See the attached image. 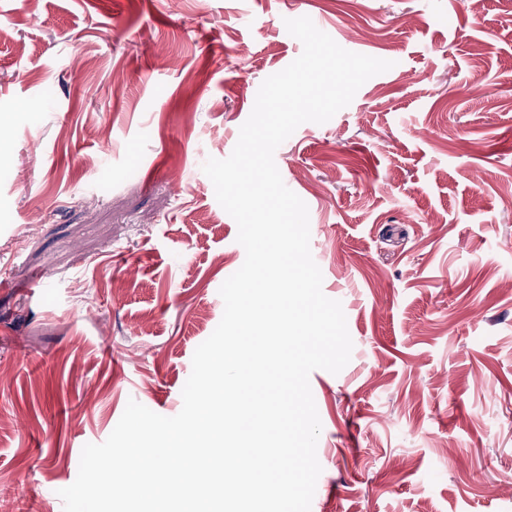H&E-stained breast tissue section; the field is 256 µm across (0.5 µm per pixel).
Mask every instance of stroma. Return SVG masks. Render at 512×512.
<instances>
[{
    "instance_id": "obj_1",
    "label": "stroma",
    "mask_w": 512,
    "mask_h": 512,
    "mask_svg": "<svg viewBox=\"0 0 512 512\" xmlns=\"http://www.w3.org/2000/svg\"><path fill=\"white\" fill-rule=\"evenodd\" d=\"M301 16L394 63L275 152L353 341L339 374L310 375L311 512H512V7L0 0L8 512H63L83 446L128 400L181 410L245 260L202 165L231 154L262 81L301 54L285 26Z\"/></svg>"
}]
</instances>
